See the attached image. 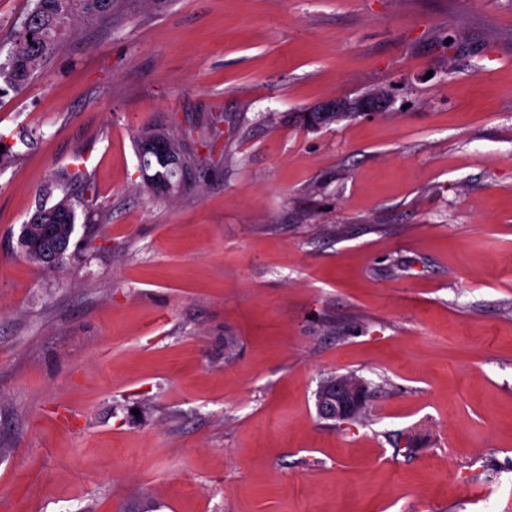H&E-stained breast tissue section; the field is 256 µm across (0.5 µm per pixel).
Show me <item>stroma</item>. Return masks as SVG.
I'll return each mask as SVG.
<instances>
[{
	"label": "stroma",
	"instance_id": "stroma-1",
	"mask_svg": "<svg viewBox=\"0 0 512 512\" xmlns=\"http://www.w3.org/2000/svg\"><path fill=\"white\" fill-rule=\"evenodd\" d=\"M120 2L0 97V512H512V0ZM216 117L145 192L140 129ZM76 171L48 270L21 227ZM347 374L366 416L320 420ZM391 103L390 94L388 91L379 89L377 90L370 99L357 108L353 107L349 99H331L322 102L321 104L312 108L309 112H302L299 115L302 124L311 127L318 128L330 125L329 123L320 122L318 112H322V116H329L332 112H355L356 117L370 118L386 112ZM221 122L218 118L207 133L159 125L143 128L136 143L143 185L147 191L155 197L167 198L195 190L192 174L207 167L211 160L198 151L196 144L209 148L211 141L222 133L217 125ZM368 401L369 391L364 380L341 375L320 384L315 405L320 419L344 422L367 407Z\"/></svg>",
	"mask_w": 512,
	"mask_h": 512
}]
</instances>
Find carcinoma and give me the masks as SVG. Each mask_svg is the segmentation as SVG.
Here are the masks:
<instances>
[{
  "label": "carcinoma",
  "instance_id": "carcinoma-1",
  "mask_svg": "<svg viewBox=\"0 0 512 512\" xmlns=\"http://www.w3.org/2000/svg\"><path fill=\"white\" fill-rule=\"evenodd\" d=\"M117 0H35L24 21L14 30L11 49L0 60V96L24 88L34 73L55 56L76 22L98 23L112 17ZM206 133L178 130L159 125L143 128L137 151L143 185L152 195L167 198L195 190L192 174L209 165L210 157L197 145L210 147L221 135L218 124ZM77 214L65 195L47 207L39 206L22 225L19 245L27 259L45 266L44 250H56L59 257L51 268L63 264L75 231Z\"/></svg>",
  "mask_w": 512,
  "mask_h": 512
}]
</instances>
